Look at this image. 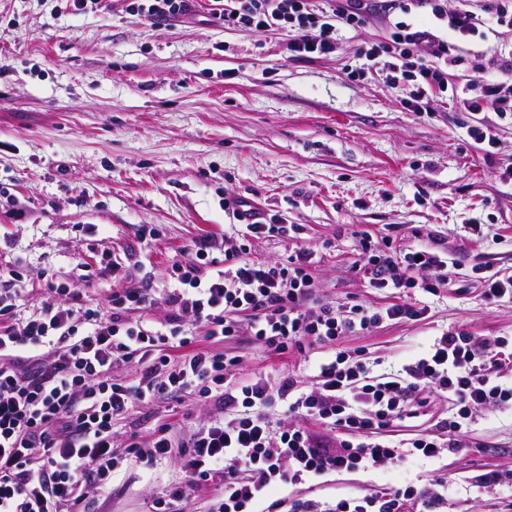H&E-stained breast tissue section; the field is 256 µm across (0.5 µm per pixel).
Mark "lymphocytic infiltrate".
I'll list each match as a JSON object with an SVG mask.
<instances>
[{
    "instance_id": "obj_1",
    "label": "lymphocytic infiltrate",
    "mask_w": 512,
    "mask_h": 512,
    "mask_svg": "<svg viewBox=\"0 0 512 512\" xmlns=\"http://www.w3.org/2000/svg\"><path fill=\"white\" fill-rule=\"evenodd\" d=\"M428 10L430 26L417 23ZM213 19L225 28L251 32L278 27L294 32L289 51L322 58L336 50L338 26L364 27L373 18L387 25L383 42L367 58L384 59L385 82L403 105L435 113L448 100V66L456 47L449 35H472L483 23L512 33V0H482L479 11L449 8L448 0H213ZM500 76L471 79L467 100L475 113L512 114V59ZM243 225L235 243L221 248L210 239L195 245V258L173 263L164 323L132 320L146 309V289H116L105 306L86 303L76 283L48 282L52 296L21 316L8 282L21 270L0 268V512H92L89 494L103 489L113 473L143 460L164 458L174 445L169 424L154 431L150 446L130 440L123 452L113 444L114 426L132 401L187 393L213 404L218 418L197 426L182 451L183 477L153 501L152 512H188L191 495L217 482L224 494L211 512H283L271 490L310 478L367 469L408 456L436 457L464 448V426L473 410L512 402V352L490 356L467 332L447 331L402 374H372L345 352L318 365V386L305 392L290 376L276 384L246 380L227 384L224 373L236 358L199 347L219 343L248 326L252 336L277 355L300 353L306 343L327 344L385 319L418 317L419 309L392 304L369 312L360 304L347 311L321 303L310 273V253L299 250L286 262L256 261L251 241L286 232L265 222L245 200H225ZM362 270L378 288L434 292L446 279L447 263L424 250L375 252L368 233L359 235ZM247 324H240L239 315ZM137 364L136 376L117 377L114 365ZM445 391L458 410L445 422L448 442L424 435L399 443L378 439L399 417L410 414L422 392ZM278 398L291 412L332 425L320 435L299 424L274 432L264 406ZM443 497L433 489L377 492L340 499L323 512H427Z\"/></svg>"
}]
</instances>
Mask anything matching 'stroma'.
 Returning <instances> with one entry per match:
<instances>
[{
  "label": "stroma",
  "mask_w": 512,
  "mask_h": 512,
  "mask_svg": "<svg viewBox=\"0 0 512 512\" xmlns=\"http://www.w3.org/2000/svg\"><path fill=\"white\" fill-rule=\"evenodd\" d=\"M207 0L162 25L101 0L86 12L63 0H0V265H20L22 315L50 296L46 278L85 279L86 298L105 304L116 288H146L141 319L162 321L167 271L194 258L195 242L233 241L239 223L225 197H242L296 234L252 241L259 261L298 250L314 260L317 298L370 310L409 303L413 320H386L303 353L268 352L241 328L226 340L239 357L227 383L289 375L301 390L318 383L316 364L343 351L374 373L414 363L443 332L462 329L485 351L512 347V299L485 298L473 269L512 272V122L485 118L496 136L493 156L474 141L463 105L435 115L395 101L363 52L383 41L374 22L343 29L335 53L301 59L286 32H240L213 23ZM512 52V34L480 28L462 43L466 64L449 81L464 89L474 65ZM365 68L352 81L349 70ZM158 228L141 238L142 227ZM375 249L429 248L448 259V279L434 293H392L356 272L359 232ZM120 264L100 266L101 253ZM95 268L85 278L86 268ZM456 408L445 392L427 394L414 416L394 421L380 438L446 437ZM216 414L190 397L133 401L115 425L114 444L130 435L150 442L159 424L188 439ZM465 448L433 459L409 458L373 469L329 475L280 490L288 502L323 503L383 490L440 484L448 512H512V484L484 475L512 473V405L473 413ZM182 475L181 457L118 469L94 500L96 512H150Z\"/></svg>",
  "instance_id": "35a3bbf8"
}]
</instances>
